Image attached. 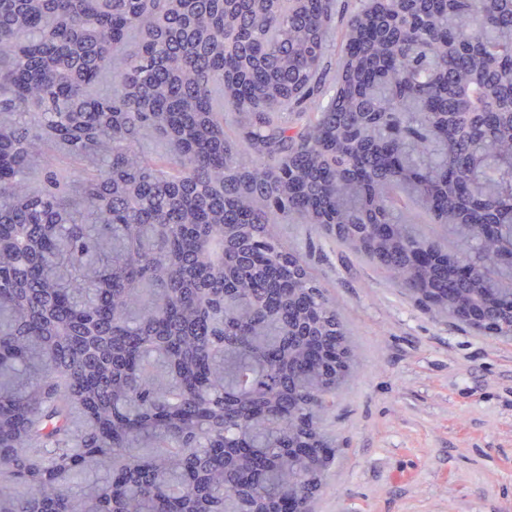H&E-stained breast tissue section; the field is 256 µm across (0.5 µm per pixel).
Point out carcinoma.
I'll return each mask as SVG.
<instances>
[{"label":"carcinoma","instance_id":"1","mask_svg":"<svg viewBox=\"0 0 512 512\" xmlns=\"http://www.w3.org/2000/svg\"><path fill=\"white\" fill-rule=\"evenodd\" d=\"M344 2L0 0V512L319 489L359 362L286 220L512 341V0Z\"/></svg>","mask_w":512,"mask_h":512}]
</instances>
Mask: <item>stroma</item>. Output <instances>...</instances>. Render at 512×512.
Returning <instances> with one entry per match:
<instances>
[{"mask_svg": "<svg viewBox=\"0 0 512 512\" xmlns=\"http://www.w3.org/2000/svg\"><path fill=\"white\" fill-rule=\"evenodd\" d=\"M361 358L336 395V458L310 512H512V342L436 321L301 224Z\"/></svg>", "mask_w": 512, "mask_h": 512, "instance_id": "obj_1", "label": "stroma"}]
</instances>
